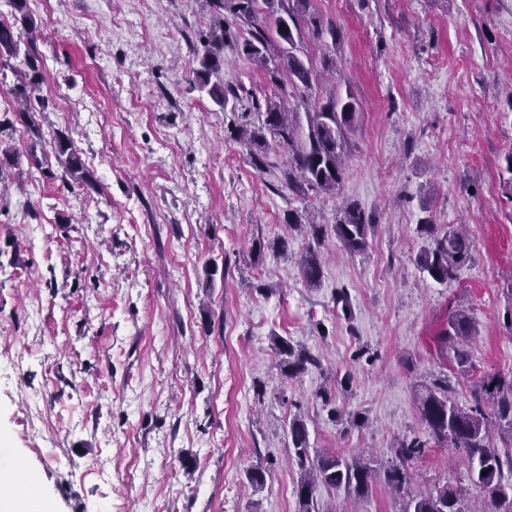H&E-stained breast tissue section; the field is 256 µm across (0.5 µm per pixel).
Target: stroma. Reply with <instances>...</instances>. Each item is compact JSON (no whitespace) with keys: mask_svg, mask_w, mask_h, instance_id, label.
<instances>
[{"mask_svg":"<svg viewBox=\"0 0 512 512\" xmlns=\"http://www.w3.org/2000/svg\"><path fill=\"white\" fill-rule=\"evenodd\" d=\"M45 82L27 118L0 97V457L23 459L53 512H299L288 425L314 448L395 459L423 434L418 386L447 375L459 406L484 374L512 372V0H311L336 42L303 33L319 89L353 95L358 117L336 195L288 192L235 139L273 93L233 47L220 106L191 90L202 0H29ZM69 135L95 188H66L50 143ZM370 215L361 254L333 235L307 285L308 239L275 243L290 211L334 224ZM464 225L472 257L439 284L416 255L417 224ZM263 239V256L252 250ZM217 266L206 277V261ZM347 291L349 309L334 301ZM463 309L476 329L459 368L435 338ZM315 366L282 380L274 341ZM336 390L337 417L320 391ZM262 466L255 488L246 472ZM412 493L462 484L461 455L431 447ZM319 512H406L377 484Z\"/></svg>","mask_w":512,"mask_h":512,"instance_id":"35a3bbf8","label":"stroma"}]
</instances>
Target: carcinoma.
<instances>
[{"label":"carcinoma","mask_w":512,"mask_h":512,"mask_svg":"<svg viewBox=\"0 0 512 512\" xmlns=\"http://www.w3.org/2000/svg\"><path fill=\"white\" fill-rule=\"evenodd\" d=\"M14 23L0 22V58L25 55L28 70L15 74L7 93L29 114L32 101L38 97L43 82L42 67L35 46L40 24L29 9V0H9ZM258 0H203L211 23L198 39L195 49L197 67L192 69V89L207 93L215 102L225 105L237 98L232 87H224V47L229 37L225 14L247 26V34L234 37L237 51L265 70L278 92L266 99L263 119L258 125L239 129L238 141L249 151L255 166L270 165V152L284 153L282 169L288 190L304 199L308 192L332 195L339 189L344 175V146L357 117V102L352 96L341 99L331 95L313 100L314 70L296 54L295 36L308 28L318 41L325 36L336 38V28L324 25L309 13L310 0H263L267 15L275 26L258 16ZM287 75L283 81L281 75ZM298 96L305 105L313 106L301 123L299 113L285 109L282 99ZM53 149L66 175L87 187L92 185L80 152L66 134L56 135ZM289 229L311 236L300 261L304 281L314 286L322 278L318 247L324 240L327 225L304 224L298 213L288 214ZM340 247L356 254L366 250L368 235L374 228L364 211L352 205L330 227ZM419 231L431 239V246L417 257L421 272L432 280L446 284L458 278L460 270L471 260L469 238L450 226L439 229L430 219L420 220ZM475 335L470 316L457 310L448 318V327L437 336L441 357L453 358L460 367L469 363L464 349ZM281 375L288 379L304 373L316 364V358L305 348L284 337L275 341ZM420 419L426 437H404L394 445L397 463L376 467L363 456L350 458L337 452L311 448L307 425L300 417L293 419L288 431L290 454L296 461L298 476L294 494L300 512H319L317 493H344L348 497L367 495L377 482H384L393 492L409 491V461L421 457L435 444L454 448L465 459V479L484 493L479 510L469 508L463 489L445 485L429 494L409 497L413 512H512V375L488 374L482 377L472 394L469 407L459 406L453 398L448 377H440L423 385L418 397Z\"/></svg>","instance_id":"1"}]
</instances>
